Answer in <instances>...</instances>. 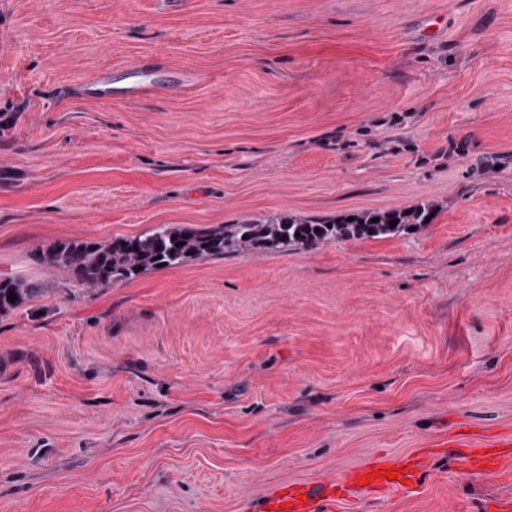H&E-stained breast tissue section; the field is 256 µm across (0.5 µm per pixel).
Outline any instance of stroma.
Wrapping results in <instances>:
<instances>
[{
    "mask_svg": "<svg viewBox=\"0 0 512 512\" xmlns=\"http://www.w3.org/2000/svg\"><path fill=\"white\" fill-rule=\"evenodd\" d=\"M427 204L99 288L42 256ZM0 277L43 288L0 315V512H251L511 434L512 0H0ZM455 454L352 512L512 498ZM435 450L411 451L402 455L377 456L357 467L334 473L319 480H298L277 486L261 498L260 512H327L350 496L383 498L400 488L417 484L427 472ZM405 466V473L398 479H375L370 484L359 485L360 479L378 469L380 473L388 467ZM292 503V507H289ZM286 504V507H283ZM272 507V510H268Z\"/></svg>",
    "mask_w": 512,
    "mask_h": 512,
    "instance_id": "35a3bbf8",
    "label": "stroma"
}]
</instances>
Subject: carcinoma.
Here are the masks:
<instances>
[{
    "label": "carcinoma",
    "instance_id": "obj_1",
    "mask_svg": "<svg viewBox=\"0 0 512 512\" xmlns=\"http://www.w3.org/2000/svg\"><path fill=\"white\" fill-rule=\"evenodd\" d=\"M429 209L362 212L335 219L268 218L226 224L220 228L160 226L139 237H116L104 244L70 242L47 252L49 263L78 285L108 286L158 265L180 267L193 260L222 256L238 249L258 253L286 251L291 247L313 248L342 240H375L398 236L426 225ZM395 220V227L389 222ZM41 289L34 283L0 279V314H7L36 297ZM17 297L10 302L8 296Z\"/></svg>",
    "mask_w": 512,
    "mask_h": 512
}]
</instances>
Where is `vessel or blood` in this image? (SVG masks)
Masks as SVG:
<instances>
[{
    "label": "vessel or blood",
    "mask_w": 512,
    "mask_h": 512,
    "mask_svg": "<svg viewBox=\"0 0 512 512\" xmlns=\"http://www.w3.org/2000/svg\"><path fill=\"white\" fill-rule=\"evenodd\" d=\"M457 448L458 463L473 475L488 476L512 462V436L491 438L436 437L425 451L377 456L357 467L310 481L298 480L275 487L262 497L259 512H333L349 497L383 498L400 488L418 483L425 475L435 449ZM398 468V478L367 482L369 472Z\"/></svg>",
    "instance_id": "vessel-or-blood-1"
}]
</instances>
